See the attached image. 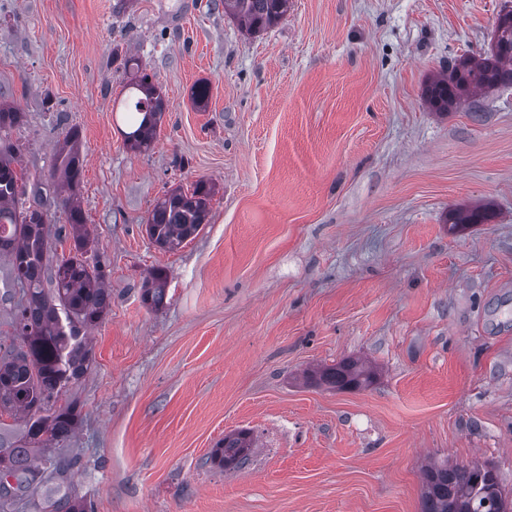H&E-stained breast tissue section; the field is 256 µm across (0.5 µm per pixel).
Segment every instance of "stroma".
I'll return each instance as SVG.
<instances>
[{"mask_svg": "<svg viewBox=\"0 0 512 512\" xmlns=\"http://www.w3.org/2000/svg\"><path fill=\"white\" fill-rule=\"evenodd\" d=\"M512 0H291L256 36L219 0H0V93L23 172L82 138L80 204L112 306L68 395L94 512H421L425 464H493L512 496V86L431 111L430 75L483 52ZM139 58L167 109L150 149L120 107ZM209 82L205 109L191 90ZM215 183L199 234L155 201ZM490 204L484 224L448 214ZM169 302L142 303L153 269ZM25 301L0 259V355ZM356 357L371 385L305 374ZM248 431V462L210 459ZM215 187L206 180L192 189L176 187L154 205L147 219L146 231L159 247L174 250L197 236L207 220Z\"/></svg>", "mask_w": 512, "mask_h": 512, "instance_id": "stroma-1", "label": "stroma"}]
</instances>
